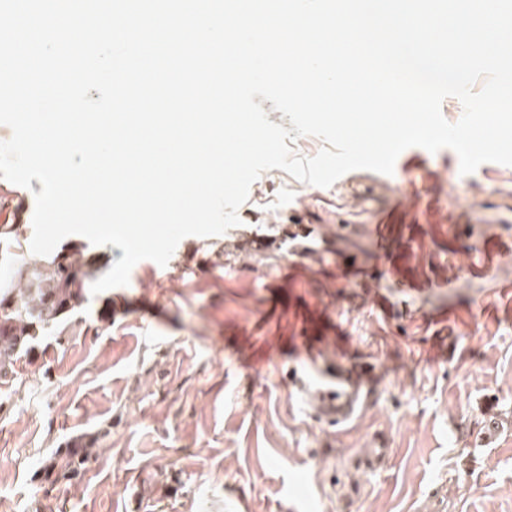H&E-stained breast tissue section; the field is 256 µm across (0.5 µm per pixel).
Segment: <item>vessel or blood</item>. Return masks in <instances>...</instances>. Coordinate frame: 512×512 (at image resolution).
<instances>
[{
	"label": "vessel or blood",
	"mask_w": 512,
	"mask_h": 512,
	"mask_svg": "<svg viewBox=\"0 0 512 512\" xmlns=\"http://www.w3.org/2000/svg\"><path fill=\"white\" fill-rule=\"evenodd\" d=\"M324 241V235L309 225L288 231L290 248L303 253L316 250ZM300 342L317 363L316 384L308 393L314 415L336 426L350 422L377 392L375 362L364 358L351 364L341 357H320L322 339L318 336H304Z\"/></svg>",
	"instance_id": "vessel-or-blood-1"
}]
</instances>
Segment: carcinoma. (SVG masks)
<instances>
[{"label": "carcinoma", "mask_w": 512, "mask_h": 512, "mask_svg": "<svg viewBox=\"0 0 512 512\" xmlns=\"http://www.w3.org/2000/svg\"><path fill=\"white\" fill-rule=\"evenodd\" d=\"M89 277L81 258L64 255L47 267L23 259L19 282L0 281V386L15 380L19 364L40 334L72 310ZM92 457L86 442L76 439L50 459L45 479L76 481L88 470Z\"/></svg>", "instance_id": "carcinoma-1"}]
</instances>
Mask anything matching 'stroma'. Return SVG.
<instances>
[{"mask_svg": "<svg viewBox=\"0 0 512 512\" xmlns=\"http://www.w3.org/2000/svg\"><path fill=\"white\" fill-rule=\"evenodd\" d=\"M356 188L367 212L326 227L317 258L282 235L292 207L338 186L271 169L238 225L84 292L0 387V512H512V166L463 176L453 150L413 147ZM41 189L0 178V224L25 252ZM476 201L496 223H462ZM57 249L95 280L123 255L80 235ZM321 322L324 353L347 343L381 375L342 426L312 415L279 354ZM81 437L96 440L82 479L45 486ZM378 446L389 460L361 470Z\"/></svg>", "mask_w": 512, "mask_h": 512, "instance_id": "stroma-1", "label": "stroma"}]
</instances>
